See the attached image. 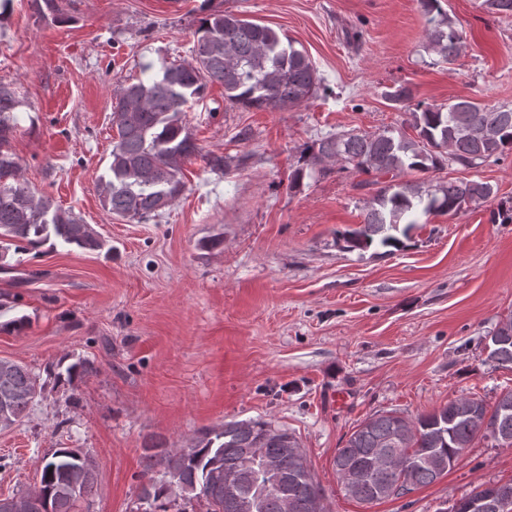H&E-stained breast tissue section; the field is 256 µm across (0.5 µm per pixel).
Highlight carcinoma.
I'll list each match as a JSON object with an SVG mask.
<instances>
[{"instance_id":"carcinoma-1","label":"carcinoma","mask_w":512,"mask_h":512,"mask_svg":"<svg viewBox=\"0 0 512 512\" xmlns=\"http://www.w3.org/2000/svg\"><path fill=\"white\" fill-rule=\"evenodd\" d=\"M444 0H419L427 17L426 49L445 63L460 56L465 37L442 7ZM194 46L195 63L161 67L146 80L120 86L112 97V146L105 175L100 178L101 202L111 213L144 219L168 206L183 191L180 163L198 153L185 122L184 107L201 97L209 83L224 86V100L243 109L283 110L298 106L318 92L320 77L310 58L284 43L272 28L231 10H215L200 21ZM19 105L15 91L0 83V243L7 239L36 249L50 240L65 246L97 250L102 243L88 224L71 212L36 196L20 181V164L10 150ZM417 138L354 130L324 137L301 149L304 166L292 185L308 176H325V162L367 175L358 186L375 187L362 224L340 233L348 251L371 246H403L418 217L456 216L492 197L491 184L478 180H401L408 173L425 174L446 165L478 168L512 154V108L491 107L458 99L448 104L418 102L410 112ZM500 345L490 361L512 369V316L493 331ZM42 385L27 367L0 359V429L22 419L41 393ZM499 442L512 439V391L492 408L462 397L412 422L393 412L377 414L351 432L336 450V474L357 471L354 484L341 482L345 494L374 503L403 496L434 482L459 459L477 437ZM262 445L281 459L280 491L266 489L257 466H244L249 450ZM295 438L264 420L231 421L205 429L186 448L163 441L145 447L141 475L146 479L140 499L166 512L162 499L173 490L207 502L210 512L224 509V480L217 472L240 469L238 496L258 500L257 512H280L279 492L303 488L295 512H308L304 496L323 494L317 481L302 480L290 448ZM96 482L95 470L77 450L60 449L42 471L40 486L28 494L30 512H73L75 502Z\"/></svg>"}]
</instances>
